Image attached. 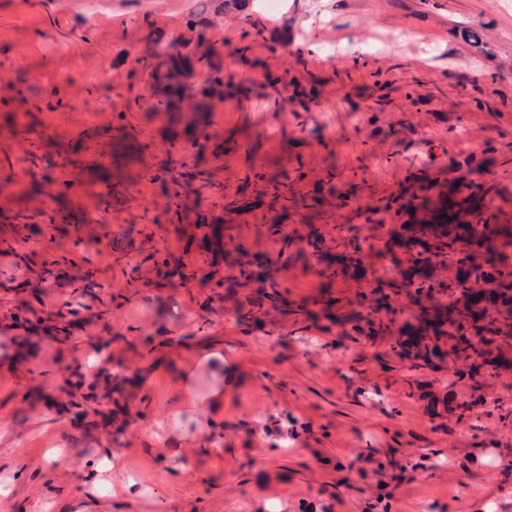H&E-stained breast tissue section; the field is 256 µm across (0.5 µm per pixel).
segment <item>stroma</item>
I'll list each match as a JSON object with an SVG mask.
<instances>
[{"instance_id": "35a3bbf8", "label": "stroma", "mask_w": 512, "mask_h": 512, "mask_svg": "<svg viewBox=\"0 0 512 512\" xmlns=\"http://www.w3.org/2000/svg\"><path fill=\"white\" fill-rule=\"evenodd\" d=\"M173 39L209 68L178 81L159 52ZM261 173L287 175L301 208L257 196ZM460 175L512 224V0H107L97 17L0 0V327L44 283L82 322L0 349V512H363L381 483L397 512H512V427L420 387L475 383L512 411V367L455 385L447 363L411 368L391 346L413 309L356 334L365 283L306 254L313 225L394 239L365 211L429 221ZM203 220L222 227L206 281L188 245ZM283 222L295 239L269 274L301 313L227 279ZM20 225L34 244L13 255ZM193 391L216 393L206 416Z\"/></svg>"}]
</instances>
